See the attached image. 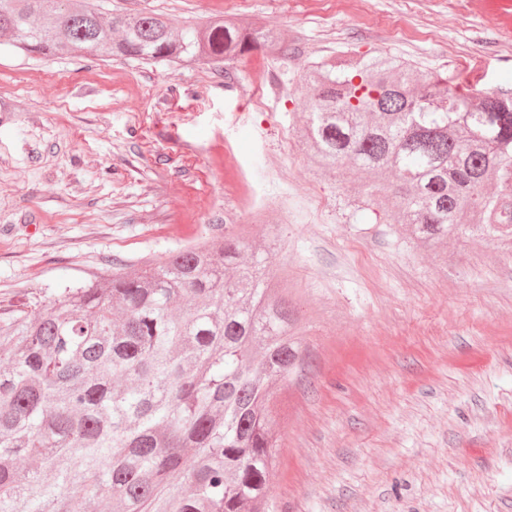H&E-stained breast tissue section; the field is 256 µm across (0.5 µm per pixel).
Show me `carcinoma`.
I'll return each mask as SVG.
<instances>
[{"instance_id":"1","label":"carcinoma","mask_w":512,"mask_h":512,"mask_svg":"<svg viewBox=\"0 0 512 512\" xmlns=\"http://www.w3.org/2000/svg\"><path fill=\"white\" fill-rule=\"evenodd\" d=\"M0 34L28 57L190 66L287 53L279 30L245 18L176 26L101 0H0ZM306 82L318 169L392 180L393 220L426 250L473 230L512 245V91L415 78L388 54L323 59ZM271 265V245L242 229L0 320V512H70L78 498L274 512L273 424L307 346Z\"/></svg>"}]
</instances>
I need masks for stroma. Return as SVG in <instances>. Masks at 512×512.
Segmentation results:
<instances>
[{
    "label": "stroma",
    "instance_id": "obj_1",
    "mask_svg": "<svg viewBox=\"0 0 512 512\" xmlns=\"http://www.w3.org/2000/svg\"><path fill=\"white\" fill-rule=\"evenodd\" d=\"M174 21L242 16L288 54L209 65L24 60L0 44V312L253 225L308 345L277 420V512H512V251L419 249L299 132L311 62L386 52L512 88V0H108Z\"/></svg>",
    "mask_w": 512,
    "mask_h": 512
}]
</instances>
